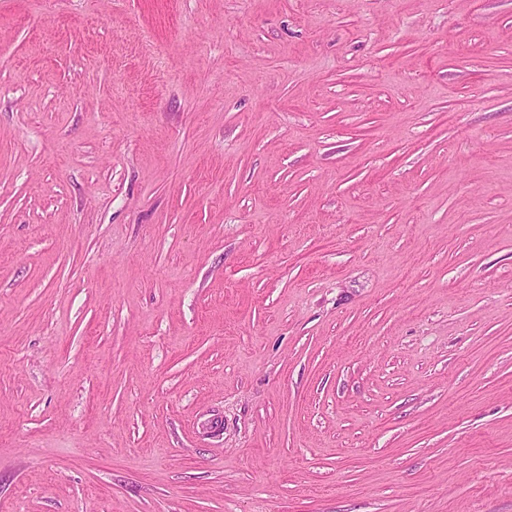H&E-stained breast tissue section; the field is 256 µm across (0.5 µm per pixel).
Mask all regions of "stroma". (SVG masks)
<instances>
[{
  "label": "stroma",
  "mask_w": 512,
  "mask_h": 512,
  "mask_svg": "<svg viewBox=\"0 0 512 512\" xmlns=\"http://www.w3.org/2000/svg\"><path fill=\"white\" fill-rule=\"evenodd\" d=\"M0 512H512V0H0Z\"/></svg>",
  "instance_id": "1"
}]
</instances>
